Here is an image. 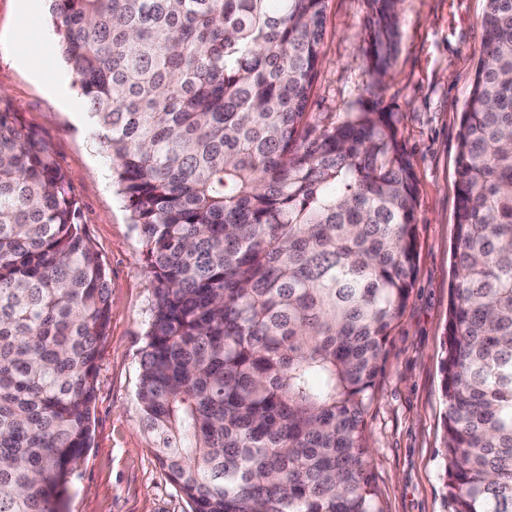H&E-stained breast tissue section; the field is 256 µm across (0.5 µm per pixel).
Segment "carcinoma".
Instances as JSON below:
<instances>
[{"label": "carcinoma", "mask_w": 512, "mask_h": 512, "mask_svg": "<svg viewBox=\"0 0 512 512\" xmlns=\"http://www.w3.org/2000/svg\"><path fill=\"white\" fill-rule=\"evenodd\" d=\"M382 78L396 0H367ZM146 245L136 399L189 512H383L366 413L417 261L395 113L315 134L326 0H46ZM461 120L442 391L448 512H512V0ZM107 271L0 98V512H63L90 448Z\"/></svg>", "instance_id": "carcinoma-1"}]
</instances>
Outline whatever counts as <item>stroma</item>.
I'll return each mask as SVG.
<instances>
[{"label":"stroma","instance_id":"1","mask_svg":"<svg viewBox=\"0 0 512 512\" xmlns=\"http://www.w3.org/2000/svg\"><path fill=\"white\" fill-rule=\"evenodd\" d=\"M486 0H398L394 58L375 82L366 55L375 19L366 0H327L323 64L307 110L315 129L370 104L395 112L418 191V261L386 345L366 415L383 512H446L440 361L447 334L449 257L456 236L460 115L485 40ZM40 52L41 70L25 56ZM0 94L47 140L80 199L108 273L109 324L98 362L92 438L66 512H188L143 431L135 391L152 290L145 246L112 185L109 162L59 65L44 0H0Z\"/></svg>","mask_w":512,"mask_h":512}]
</instances>
